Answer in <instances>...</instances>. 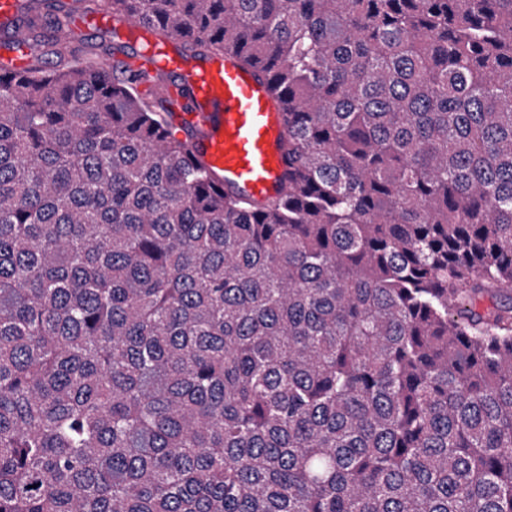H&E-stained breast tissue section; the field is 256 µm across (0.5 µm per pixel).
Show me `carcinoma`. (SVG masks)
Returning <instances> with one entry per match:
<instances>
[{
	"label": "carcinoma",
	"instance_id": "carcinoma-1",
	"mask_svg": "<svg viewBox=\"0 0 512 512\" xmlns=\"http://www.w3.org/2000/svg\"><path fill=\"white\" fill-rule=\"evenodd\" d=\"M51 4L0 72V512H512V0ZM103 7L266 74L279 196ZM26 48L23 46L11 45L9 48L2 47L0 55V68L13 72H22L26 66Z\"/></svg>",
	"mask_w": 512,
	"mask_h": 512
}]
</instances>
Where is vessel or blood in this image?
Masks as SVG:
<instances>
[{
  "label": "vessel or blood",
  "instance_id": "1",
  "mask_svg": "<svg viewBox=\"0 0 512 512\" xmlns=\"http://www.w3.org/2000/svg\"><path fill=\"white\" fill-rule=\"evenodd\" d=\"M33 9V0H0V34L9 35ZM111 24L144 45L132 68H158L181 76L169 95L189 102L175 121L196 131L189 143L193 158L225 187L257 201L276 196L284 185L285 121L283 103L268 81L255 69L240 66L232 54L215 53L192 65L152 42L148 26L124 17L112 18ZM26 55L22 46L0 50V68L23 71Z\"/></svg>",
  "mask_w": 512,
  "mask_h": 512
}]
</instances>
